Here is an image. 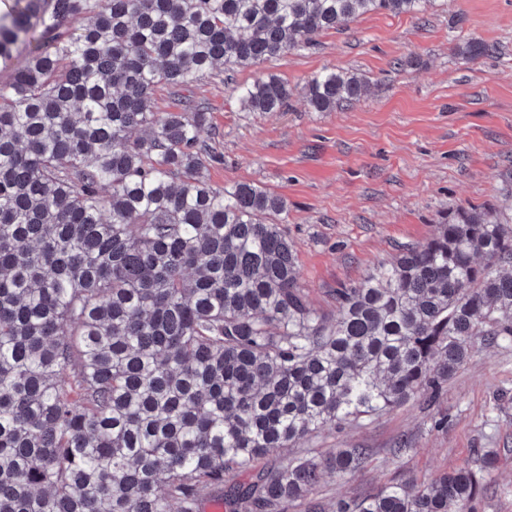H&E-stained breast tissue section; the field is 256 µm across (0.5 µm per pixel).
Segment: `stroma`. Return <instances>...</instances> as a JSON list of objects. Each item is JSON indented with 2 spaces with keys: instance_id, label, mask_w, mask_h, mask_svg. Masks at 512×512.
I'll list each match as a JSON object with an SVG mask.
<instances>
[{
  "instance_id": "35a3bbf8",
  "label": "stroma",
  "mask_w": 512,
  "mask_h": 512,
  "mask_svg": "<svg viewBox=\"0 0 512 512\" xmlns=\"http://www.w3.org/2000/svg\"><path fill=\"white\" fill-rule=\"evenodd\" d=\"M473 38L498 53L458 57ZM327 67L361 74L366 92L335 111H309L302 88ZM268 73L287 81V110L241 111L234 86ZM191 90L211 113L202 136L224 156L209 168L211 183L255 184L285 200L299 282L320 313L334 315V289L425 242L444 214L512 205V0H429L415 17L367 14ZM442 417L447 426L435 427ZM401 438L411 449L393 456ZM332 448H364L369 458L355 474L324 475L310 498L328 510L389 483L431 482L490 450L492 491L476 510L512 512V345L478 351L436 402L420 395L269 449L237 479Z\"/></svg>"
}]
</instances>
